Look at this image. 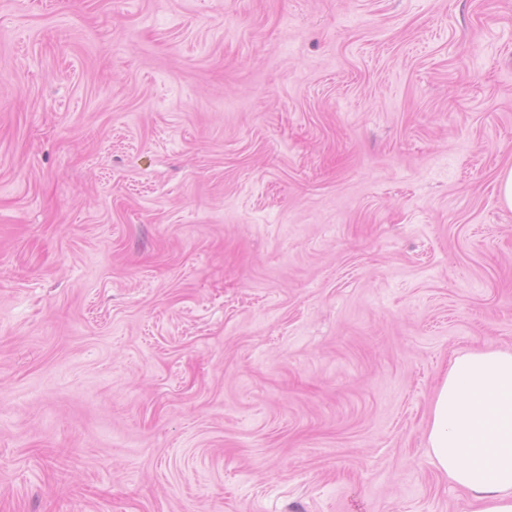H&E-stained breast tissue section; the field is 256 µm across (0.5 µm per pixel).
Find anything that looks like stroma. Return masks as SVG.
I'll list each match as a JSON object with an SVG mask.
<instances>
[{
  "mask_svg": "<svg viewBox=\"0 0 512 512\" xmlns=\"http://www.w3.org/2000/svg\"><path fill=\"white\" fill-rule=\"evenodd\" d=\"M509 165L512 0H0V512H469ZM438 468L471 512H512V351L456 356L438 386L427 434Z\"/></svg>",
  "mask_w": 512,
  "mask_h": 512,
  "instance_id": "35a3bbf8",
  "label": "stroma"
}]
</instances>
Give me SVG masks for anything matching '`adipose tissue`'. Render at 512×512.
<instances>
[{"mask_svg": "<svg viewBox=\"0 0 512 512\" xmlns=\"http://www.w3.org/2000/svg\"><path fill=\"white\" fill-rule=\"evenodd\" d=\"M427 443L472 512H512V351L456 356L438 386Z\"/></svg>", "mask_w": 512, "mask_h": 512, "instance_id": "1", "label": "adipose tissue"}]
</instances>
